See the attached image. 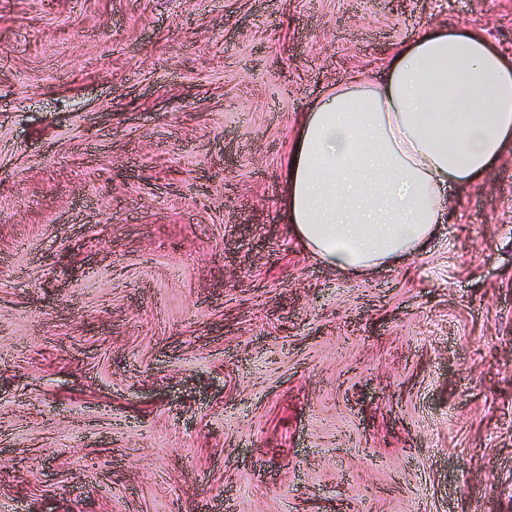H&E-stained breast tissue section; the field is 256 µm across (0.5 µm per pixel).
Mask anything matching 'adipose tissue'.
Listing matches in <instances>:
<instances>
[{
	"instance_id": "ef3b65f1",
	"label": "adipose tissue",
	"mask_w": 512,
	"mask_h": 512,
	"mask_svg": "<svg viewBox=\"0 0 512 512\" xmlns=\"http://www.w3.org/2000/svg\"><path fill=\"white\" fill-rule=\"evenodd\" d=\"M511 151L512 64L467 26L424 29L302 114L283 218L331 268L366 273L423 249L447 188Z\"/></svg>"
}]
</instances>
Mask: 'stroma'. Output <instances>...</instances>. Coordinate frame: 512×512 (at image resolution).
Returning a JSON list of instances; mask_svg holds the SVG:
<instances>
[{
	"label": "stroma",
	"instance_id": "35a3bbf8",
	"mask_svg": "<svg viewBox=\"0 0 512 512\" xmlns=\"http://www.w3.org/2000/svg\"><path fill=\"white\" fill-rule=\"evenodd\" d=\"M512 0H0V512H512V153L367 275L302 112Z\"/></svg>",
	"mask_w": 512,
	"mask_h": 512
}]
</instances>
